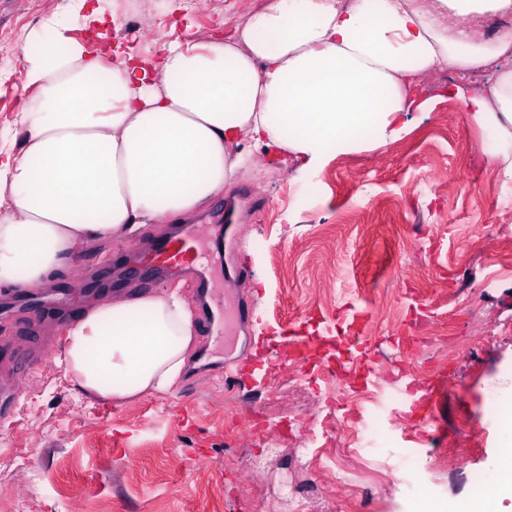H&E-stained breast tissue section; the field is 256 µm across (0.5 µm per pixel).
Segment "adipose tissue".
<instances>
[{"mask_svg": "<svg viewBox=\"0 0 512 512\" xmlns=\"http://www.w3.org/2000/svg\"><path fill=\"white\" fill-rule=\"evenodd\" d=\"M290 19L270 0L208 43L165 44L154 61L106 66L44 20L51 39L28 57L24 83L45 96L0 132V288H41L92 241L206 207L253 147L292 155L305 173L331 153L373 152L405 138L408 112H430L415 78L440 65L463 74L512 54V28L479 39L468 19L512 13V0H304ZM491 133L512 173V67L490 88L454 90ZM61 364L107 400L161 394L180 380L192 314L178 291L88 307L66 329ZM500 482L471 512L512 499V428L501 434Z\"/></svg>", "mask_w": 512, "mask_h": 512, "instance_id": "obj_1", "label": "adipose tissue"}]
</instances>
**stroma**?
I'll return each mask as SVG.
<instances>
[{"mask_svg": "<svg viewBox=\"0 0 512 512\" xmlns=\"http://www.w3.org/2000/svg\"><path fill=\"white\" fill-rule=\"evenodd\" d=\"M103 8L101 31L69 22L67 37L96 49L101 41L141 59L157 57L170 41L208 43L218 21L243 19L238 0L186 12L158 0H87ZM38 0H0V32L9 33L8 77L0 81V130L17 112L38 106L41 92L23 84L28 54L47 34ZM403 140L381 152L331 155L325 167L299 179L292 155L252 151V161L191 222L200 231L209 261L203 271L224 288L223 334L203 341L194 331L188 360L204 357L211 368L184 372L169 394L130 401L83 395L57 362L25 370L27 385L0 418V449L18 465L40 471L37 491L13 472L0 474V502L25 499L31 512H51L71 496L80 512H288L275 495L271 475L247 471L263 451L261 441L237 436L230 422L248 411L260 427L286 441L312 436V449L330 454L340 474L318 470L299 476L318 490L323 512H416L417 499L400 482L417 473L432 499L462 512L471 480L493 474L504 426L490 395L503 392L512 369V176L487 152L486 133L454 98L432 112H411ZM437 185L430 194L429 185ZM169 225L146 224L125 237L80 251L83 267L115 257L138 261ZM247 249L248 272L233 283L226 273ZM49 286L67 293L75 310L121 297L111 288L89 292L69 268L54 272ZM371 312L369 335L389 351L396 330L412 323L449 339L433 368L423 358L404 363L426 376L424 396L432 421L419 427L414 396L382 383L370 398L343 397L335 423L314 413L328 382L302 367L253 374L267 363L260 336L287 325L344 343L350 325L336 319L346 300ZM250 304V322L238 317ZM51 321L31 322L17 312L0 317V378L14 372L6 352L18 342L43 347ZM238 367L237 386L225 388L220 369ZM361 416L370 438L353 433ZM480 430L477 448L459 465L449 457L465 446L469 427Z\"/></svg>", "mask_w": 512, "mask_h": 512, "instance_id": "1", "label": "stroma"}]
</instances>
